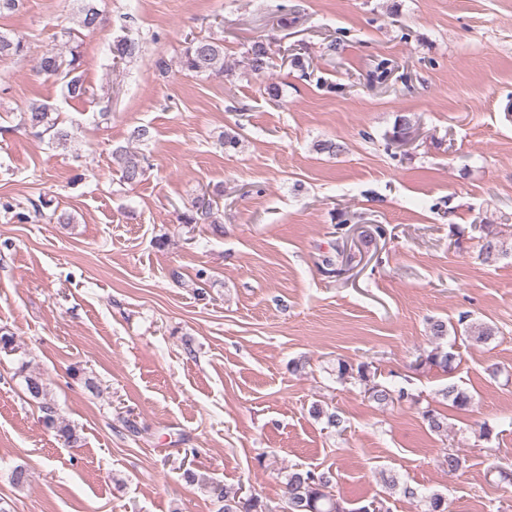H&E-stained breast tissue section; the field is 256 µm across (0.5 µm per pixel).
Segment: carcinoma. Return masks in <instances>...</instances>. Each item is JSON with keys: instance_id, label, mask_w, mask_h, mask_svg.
I'll use <instances>...</instances> for the list:
<instances>
[{"instance_id": "carcinoma-1", "label": "carcinoma", "mask_w": 512, "mask_h": 512, "mask_svg": "<svg viewBox=\"0 0 512 512\" xmlns=\"http://www.w3.org/2000/svg\"><path fill=\"white\" fill-rule=\"evenodd\" d=\"M102 14L98 10L95 0H82L80 7L78 28H68L64 35L68 40L75 41L79 37V30L93 31L101 25ZM26 50V42L22 37L9 36L0 33V57L21 56ZM142 46L139 41L130 38H120L112 47L114 57L122 61H132L141 56ZM71 59L65 60L55 52L45 53L37 62L36 69L46 78H62L65 82L67 95L80 99L86 96L88 89L84 85L81 76L76 74L79 68V54L76 48L70 49ZM247 60L250 70L258 75H264L269 69L268 46L261 40L251 43L247 50ZM180 68L182 71L195 75L222 76L227 63L224 58V45L209 38H192L187 42L181 57ZM21 124L31 131L36 137L49 136V139L59 145H65L76 141L73 129L63 125L59 118L52 116L50 106L46 104H32L21 115ZM112 157L116 161L124 182L133 185L140 181L145 174L144 163L146 158L131 152L128 148L119 146L112 151ZM180 224H218L220 223L213 200H202L193 206V209L177 215ZM506 253L503 242L495 233L488 230L483 237L480 255L483 261L495 260ZM459 324L472 341L486 343L495 335L494 328L486 323L469 321V314L464 313L459 317ZM452 360V354L441 346L434 347L420 359L418 367L435 366L443 371H448V364ZM338 377H352L368 386L370 399L380 406H386L395 402L413 399V395L403 387L384 386L370 383L368 364L361 362L354 364L348 361L338 363ZM25 389L31 399L42 405L46 422L57 430L60 437L69 444L78 443V437L69 424L55 419V413L51 407L43 405L46 400V387L42 379L36 375L24 378ZM443 400L457 409L468 407L471 397L456 384L450 383L439 391ZM310 414L316 419H325L329 428L338 429L342 420L334 410L325 409L319 405L312 406ZM428 426L435 432H441L447 428L445 417L436 410L428 407L422 412ZM332 485L331 473L316 469H292L285 477V490L283 494L285 506L288 512H385L382 505L372 503L356 509H349L343 502L334 498L329 491ZM402 492L409 498H418L424 507V512H448L447 499L438 493L421 495L417 489L405 486ZM220 507L217 512H273V507L256 494H245L242 488L226 486L217 494Z\"/></svg>"}]
</instances>
